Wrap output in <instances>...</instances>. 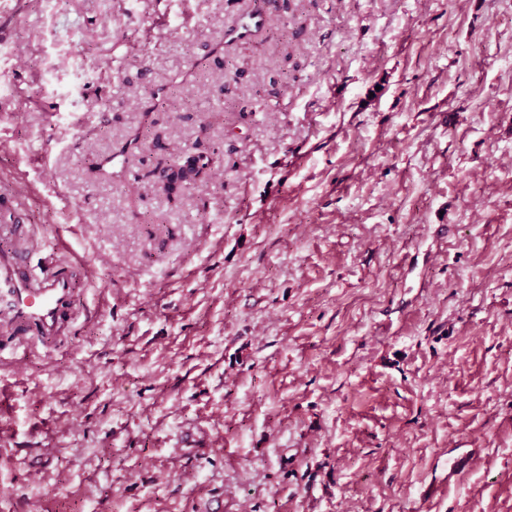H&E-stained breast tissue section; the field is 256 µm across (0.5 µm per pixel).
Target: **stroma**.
<instances>
[{
  "label": "stroma",
  "instance_id": "1",
  "mask_svg": "<svg viewBox=\"0 0 512 512\" xmlns=\"http://www.w3.org/2000/svg\"><path fill=\"white\" fill-rule=\"evenodd\" d=\"M5 201L0 512H512V0H0ZM215 149L212 153L200 152L197 155L191 157L186 163L179 167H171L168 170H164V178L167 185L171 187L172 184L181 183L184 184L185 188H189L191 185H195L201 177L207 175L211 169L212 155H214ZM170 171V172H168ZM12 224H1L2 239L12 243L9 251L0 254V299L6 303L3 313L12 322L31 329L37 336L48 339L62 335L76 316L74 272L61 264L54 254L46 255L38 266L28 264L35 242L25 249L17 234L21 215Z\"/></svg>",
  "mask_w": 512,
  "mask_h": 512
}]
</instances>
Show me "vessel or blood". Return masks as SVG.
<instances>
[{
  "mask_svg": "<svg viewBox=\"0 0 512 512\" xmlns=\"http://www.w3.org/2000/svg\"><path fill=\"white\" fill-rule=\"evenodd\" d=\"M0 238L11 241L0 253V300L15 325L48 339L62 335L76 316L75 274L55 255L44 256L40 265L28 263L29 251L16 224H1Z\"/></svg>",
  "mask_w": 512,
  "mask_h": 512,
  "instance_id": "obj_1",
  "label": "vessel or blood"
}]
</instances>
